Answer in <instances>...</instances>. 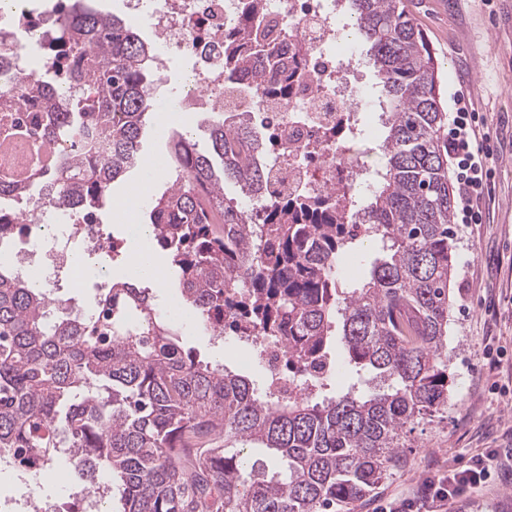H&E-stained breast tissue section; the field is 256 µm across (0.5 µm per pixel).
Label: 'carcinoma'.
Returning a JSON list of instances; mask_svg holds the SVG:
<instances>
[{
	"label": "carcinoma",
	"mask_w": 512,
	"mask_h": 512,
	"mask_svg": "<svg viewBox=\"0 0 512 512\" xmlns=\"http://www.w3.org/2000/svg\"><path fill=\"white\" fill-rule=\"evenodd\" d=\"M257 2L246 0L224 32V86L271 78L266 95L284 98L302 64L257 38ZM407 3L347 0L387 129L368 200L348 210L330 198H267L264 143L250 122L221 112L205 150L170 137L175 179L150 201L148 227L196 321L237 336L245 311L249 327L283 338L288 378L315 372L310 390L280 398L196 360L149 287L116 282L98 294L93 315L63 306L51 314L43 289L0 269V456L17 465L33 452L49 467L69 451L87 462L79 473L87 485L109 475L115 512H340L405 464L412 425L448 408L455 270L448 113ZM48 54L55 67L25 93L52 116L47 141L76 147L52 155L33 184L0 187V200L36 187L53 210L93 213L141 154L155 111L154 46L127 19L67 0ZM90 133L112 144V156L77 146ZM226 181L255 206L227 197ZM356 219L371 234L351 232ZM366 242L376 249L368 275L341 287L338 256ZM329 362L356 376L331 397ZM254 449L271 455L272 468L248 465Z\"/></svg>",
	"instance_id": "1"
}]
</instances>
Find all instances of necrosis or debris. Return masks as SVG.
<instances>
[{
	"mask_svg": "<svg viewBox=\"0 0 512 512\" xmlns=\"http://www.w3.org/2000/svg\"><path fill=\"white\" fill-rule=\"evenodd\" d=\"M125 8L130 17L147 21L156 67H163L170 53L192 60L184 90L167 100L170 111L200 104L258 117L272 144L262 157L272 187L311 198L350 183L362 192L372 189V170L357 147L371 135L360 115L376 106L354 82L356 51L347 34L346 0H262L258 17L272 24L282 57L306 60L305 75L284 99L259 90L240 98L224 92L218 52L225 28L238 20L240 0H125ZM54 24L51 17L0 11V30L7 34L0 41V60L38 47ZM25 122L23 113L0 107V142L13 144L12 151H0V181L24 179L47 163L43 140ZM23 212L28 223L0 232V265L23 277L35 274L51 297L63 289L76 296L87 278L74 267V256L112 250L100 218L77 207L50 210L37 199Z\"/></svg>",
	"mask_w": 512,
	"mask_h": 512,
	"instance_id": "1",
	"label": "necrosis or debris"
}]
</instances>
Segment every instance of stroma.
Returning <instances> with one entry per match:
<instances>
[{"mask_svg": "<svg viewBox=\"0 0 512 512\" xmlns=\"http://www.w3.org/2000/svg\"><path fill=\"white\" fill-rule=\"evenodd\" d=\"M439 67L445 108L463 92L492 120L501 143L491 195L479 224H454L455 273L450 284L447 352L450 399L443 419L416 425L406 441L407 462L373 493L343 512H383L388 501L413 496L419 484L467 464L470 457L512 443V0H412ZM184 350L219 362L261 383L256 354L237 337L215 338L189 318L179 319ZM506 357L490 367L487 346Z\"/></svg>", "mask_w": 512, "mask_h": 512, "instance_id": "stroma-1", "label": "stroma"}]
</instances>
